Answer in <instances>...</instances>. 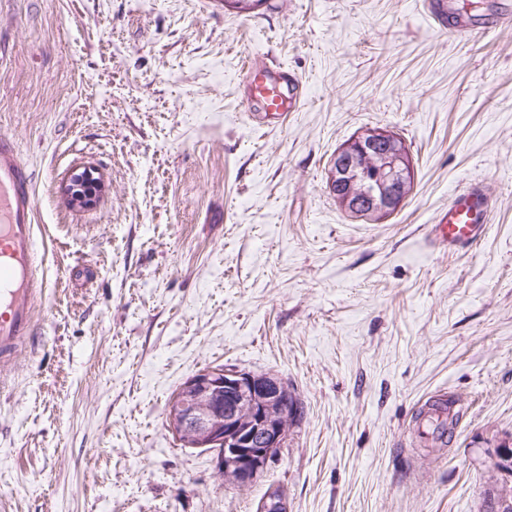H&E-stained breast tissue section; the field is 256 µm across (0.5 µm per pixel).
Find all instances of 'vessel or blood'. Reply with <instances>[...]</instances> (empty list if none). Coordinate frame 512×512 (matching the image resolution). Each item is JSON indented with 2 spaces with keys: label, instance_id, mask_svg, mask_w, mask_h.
<instances>
[{
  "label": "vessel or blood",
  "instance_id": "b4317fda",
  "mask_svg": "<svg viewBox=\"0 0 512 512\" xmlns=\"http://www.w3.org/2000/svg\"><path fill=\"white\" fill-rule=\"evenodd\" d=\"M431 20L459 36L489 34L495 24L474 28L458 16L452 0H424ZM298 77L278 64L251 63L245 68L244 104L283 124L300 106ZM494 213V198L482 181L462 184L448 209L434 221L431 233L448 248L476 243ZM41 250L36 233L32 173L16 138L0 135V366L9 367L34 332L32 301L45 292L39 274Z\"/></svg>",
  "mask_w": 512,
  "mask_h": 512
}]
</instances>
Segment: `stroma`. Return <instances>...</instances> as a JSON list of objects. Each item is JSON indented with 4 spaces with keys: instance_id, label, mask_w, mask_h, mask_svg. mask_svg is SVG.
<instances>
[{
    "instance_id": "1",
    "label": "stroma",
    "mask_w": 512,
    "mask_h": 512,
    "mask_svg": "<svg viewBox=\"0 0 512 512\" xmlns=\"http://www.w3.org/2000/svg\"><path fill=\"white\" fill-rule=\"evenodd\" d=\"M302 81L286 125L250 119L243 63ZM406 143L388 219L327 187L369 127ZM0 134L33 172L48 288L0 378V512H485L512 447V22L448 35L422 0H0ZM92 170V208L64 190ZM484 180V238L428 244ZM266 373L303 414L247 488L181 447L168 405L208 366ZM467 411L417 466L433 394Z\"/></svg>"
}]
</instances>
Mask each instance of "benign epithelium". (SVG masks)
I'll list each match as a JSON object with an SVG mask.
<instances>
[{
  "mask_svg": "<svg viewBox=\"0 0 512 512\" xmlns=\"http://www.w3.org/2000/svg\"><path fill=\"white\" fill-rule=\"evenodd\" d=\"M390 149L388 164L378 179L380 194L360 204L350 191L338 202L348 211L367 208L384 216L398 208L408 194L413 170L409 153L397 144V135L384 128H366L343 146L336 156L356 149ZM92 174H77L69 184L71 203L82 208L94 204L86 186ZM296 414L283 382L273 376L234 368L210 367L188 378L168 410L169 428L188 448L214 453L215 472L232 471L240 484L251 483L277 457Z\"/></svg>",
  "mask_w": 512,
  "mask_h": 512,
  "instance_id": "7a95c632",
  "label": "benign epithelium"
}]
</instances>
